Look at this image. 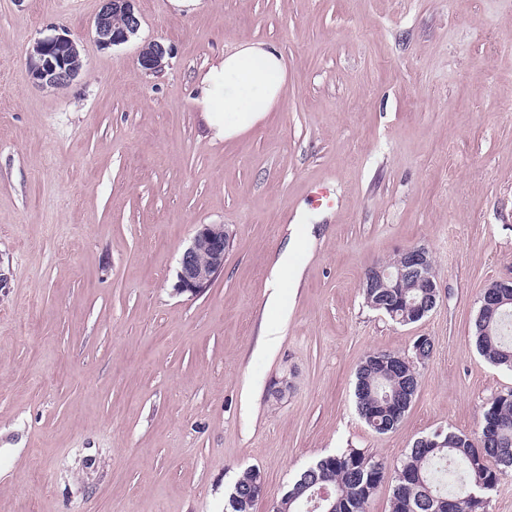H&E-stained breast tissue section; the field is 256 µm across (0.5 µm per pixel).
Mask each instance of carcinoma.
Returning a JSON list of instances; mask_svg holds the SVG:
<instances>
[{
	"label": "carcinoma",
	"instance_id": "cac0c4a2",
	"mask_svg": "<svg viewBox=\"0 0 512 512\" xmlns=\"http://www.w3.org/2000/svg\"><path fill=\"white\" fill-rule=\"evenodd\" d=\"M368 306L397 319L408 315L407 305L426 300L425 289L412 281L404 288H375L364 293ZM476 344L489 363L512 370V303L495 308L479 307L475 320ZM389 351L368 353L356 375L357 411L379 434L394 430L402 420L383 408L382 398L404 399L419 386V360L400 364L394 375L378 362ZM485 410L499 420L490 437L469 436L453 431L436 437L428 445L407 449L394 468L391 512H488L489 494L503 476L512 471V390L493 396ZM388 476L382 460L359 448L326 456L305 468L288 484L275 512H309L315 490L323 485L333 490L334 512H366L376 480ZM264 483L256 469L245 471L236 481L239 498L228 497L226 512H254L253 490Z\"/></svg>",
	"mask_w": 512,
	"mask_h": 512
}]
</instances>
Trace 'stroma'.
Segmentation results:
<instances>
[{
  "label": "stroma",
  "instance_id": "stroma-1",
  "mask_svg": "<svg viewBox=\"0 0 512 512\" xmlns=\"http://www.w3.org/2000/svg\"><path fill=\"white\" fill-rule=\"evenodd\" d=\"M100 8L0 0V512H225L248 469L271 512L320 457L392 467L419 437L477 432L512 389L474 342L481 295L512 278V0H136L138 35L109 49ZM55 27L83 71L43 89L28 50ZM147 40L171 49L154 75ZM245 41L280 49L287 103L213 143L196 81ZM318 184L335 208H312ZM299 214L313 228L279 285ZM201 224L230 230L224 270L176 293ZM416 245L439 297L400 325L362 283ZM422 335L413 401L376 433L356 370Z\"/></svg>",
  "mask_w": 512,
  "mask_h": 512
}]
</instances>
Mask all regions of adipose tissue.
<instances>
[{"label": "adipose tissue", "instance_id": "ef3b65f1", "mask_svg": "<svg viewBox=\"0 0 512 512\" xmlns=\"http://www.w3.org/2000/svg\"><path fill=\"white\" fill-rule=\"evenodd\" d=\"M288 70L281 52L246 41L211 65L197 80L195 107L203 112L213 142H229L286 103Z\"/></svg>", "mask_w": 512, "mask_h": 512}]
</instances>
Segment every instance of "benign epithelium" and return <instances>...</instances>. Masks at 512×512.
Returning a JSON list of instances; mask_svg holds the SVG:
<instances>
[{
  "instance_id": "obj_1",
  "label": "benign epithelium",
  "mask_w": 512,
  "mask_h": 512,
  "mask_svg": "<svg viewBox=\"0 0 512 512\" xmlns=\"http://www.w3.org/2000/svg\"><path fill=\"white\" fill-rule=\"evenodd\" d=\"M135 0H102L92 33L97 44L111 48L126 43L140 29V18L134 9ZM167 53L157 41L146 43L138 63L146 74L161 70ZM29 72L33 81L47 88L71 85L80 75L82 60L77 42L70 35L50 34L35 40L28 55ZM231 236L222 224H203L179 259L175 290L198 295L209 288L224 270V257ZM403 263L371 268L366 276V288H402L414 278L422 288H438L435 267L430 252L423 246L406 247L400 251Z\"/></svg>"
}]
</instances>
